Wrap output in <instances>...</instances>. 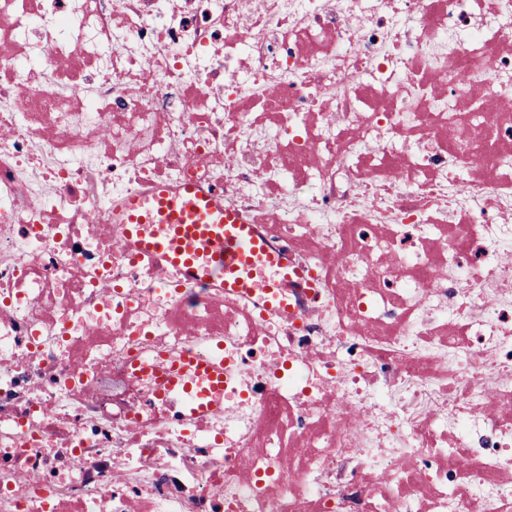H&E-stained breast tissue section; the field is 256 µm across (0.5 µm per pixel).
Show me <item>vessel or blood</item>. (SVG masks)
Returning a JSON list of instances; mask_svg holds the SVG:
<instances>
[{
    "instance_id": "obj_1",
    "label": "vessel or blood",
    "mask_w": 512,
    "mask_h": 512,
    "mask_svg": "<svg viewBox=\"0 0 512 512\" xmlns=\"http://www.w3.org/2000/svg\"><path fill=\"white\" fill-rule=\"evenodd\" d=\"M126 222L133 237H138L140 225H166L164 236L140 239V247L201 283L220 280L233 291H245L254 287L257 269L283 264L242 215L190 185L179 193L156 191L147 210L131 203ZM152 373L161 383L160 397L177 400L186 420L213 409V393L224 388L223 368L194 354L175 363L158 359Z\"/></svg>"
}]
</instances>
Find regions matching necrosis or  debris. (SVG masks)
<instances>
[{"mask_svg": "<svg viewBox=\"0 0 512 512\" xmlns=\"http://www.w3.org/2000/svg\"><path fill=\"white\" fill-rule=\"evenodd\" d=\"M188 183L287 305L135 246ZM0 512H512V0H0ZM151 369L161 383L159 396L177 399L185 420L213 409L212 394L224 390V369L195 354H187L175 363L160 358Z\"/></svg>", "mask_w": 512, "mask_h": 512, "instance_id": "4bbe7bcc", "label": "necrosis or debris"}]
</instances>
